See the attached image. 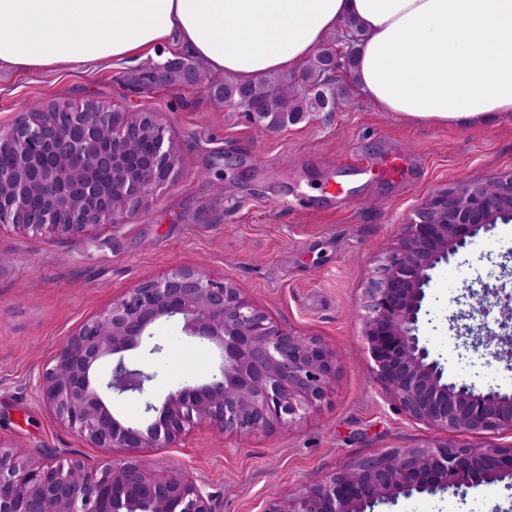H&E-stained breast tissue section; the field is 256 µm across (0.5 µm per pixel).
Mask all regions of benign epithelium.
<instances>
[{
  "label": "benign epithelium",
  "instance_id": "obj_1",
  "mask_svg": "<svg viewBox=\"0 0 512 512\" xmlns=\"http://www.w3.org/2000/svg\"><path fill=\"white\" fill-rule=\"evenodd\" d=\"M181 154L154 112L137 119L100 101L30 108L0 128V228L77 241L97 224H118L179 169ZM512 216V173L438 190L379 257L364 289L363 337L376 382L407 416L436 432H512V393L450 381L418 336L429 271L504 215ZM484 293L506 310L498 329L484 305L455 316L472 347L512 345V291ZM219 348L221 361L201 383L170 391L145 428L117 421L109 396L145 392L153 375L131 374L121 353L141 344L160 320ZM115 358L108 380L99 368ZM39 384L58 423L94 448L170 446L205 425L250 435L290 425L325 398L338 367L315 337L275 323L227 278L176 267L143 281L83 323L61 345ZM512 480V448H473L433 440L341 466L325 480L274 497L266 512H365L431 487L462 488ZM0 512H212L184 474L152 476L134 456L88 469L74 459L36 463L0 443Z\"/></svg>",
  "mask_w": 512,
  "mask_h": 512
}]
</instances>
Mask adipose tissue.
Here are the masks:
<instances>
[{
    "mask_svg": "<svg viewBox=\"0 0 512 512\" xmlns=\"http://www.w3.org/2000/svg\"><path fill=\"white\" fill-rule=\"evenodd\" d=\"M351 19L350 79L379 111L454 126L512 112V0H0V70L143 61L175 43L251 83L297 69Z\"/></svg>",
    "mask_w": 512,
    "mask_h": 512,
    "instance_id": "1",
    "label": "adipose tissue"
}]
</instances>
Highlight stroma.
I'll return each instance as SVG.
<instances>
[{"label": "stroma", "instance_id": "35a3bbf8", "mask_svg": "<svg viewBox=\"0 0 512 512\" xmlns=\"http://www.w3.org/2000/svg\"><path fill=\"white\" fill-rule=\"evenodd\" d=\"M170 59L193 65L196 82L164 86L152 64L111 61L88 70L0 73V127L32 103L104 101L128 115L159 113L183 158L179 171L125 223L92 227L70 242L0 229V443L39 462L76 458L96 466L124 449L89 447L64 429L39 398V382L63 341L129 288L175 267L236 280L277 324L321 338L336 352L333 388L320 408L290 426L248 436L201 425L171 446L136 452L154 476L188 474L213 512H265L272 496L321 481L344 463L434 436L400 411L371 372L357 315L376 259L439 189L512 173V113L465 128L407 123L350 91L332 112H311L279 129L215 99L224 75L171 45ZM404 158L397 178L358 177L355 161ZM353 196L329 195L333 180ZM512 280V231L497 225L431 272L419 335L449 380L512 392V355L461 348L452 328L464 284ZM151 373L146 395L113 401L126 421L144 404L194 385L220 360L217 347L163 320L124 354ZM375 512H512V487L416 493Z\"/></svg>", "mask_w": 512, "mask_h": 512}]
</instances>
